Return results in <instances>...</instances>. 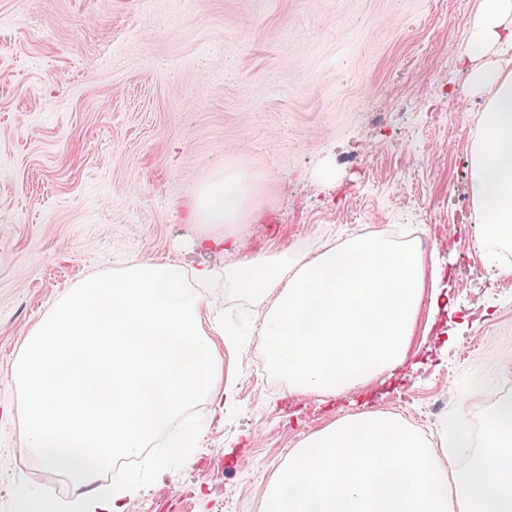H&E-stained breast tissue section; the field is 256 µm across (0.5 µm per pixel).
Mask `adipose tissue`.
Returning a JSON list of instances; mask_svg holds the SVG:
<instances>
[{
    "label": "adipose tissue",
    "mask_w": 512,
    "mask_h": 512,
    "mask_svg": "<svg viewBox=\"0 0 512 512\" xmlns=\"http://www.w3.org/2000/svg\"><path fill=\"white\" fill-rule=\"evenodd\" d=\"M512 51V0H482L471 50L486 45ZM472 85L491 88L481 128L470 155V197L478 209L483 238L512 245V74L475 67ZM246 173L202 188L186 221L221 224L246 203ZM241 295L274 298L259 332L258 351L288 377L292 394L345 396L402 368L422 311L448 304L440 270L428 265L419 247L384 234L360 235L314 257L288 263L266 255L242 257L225 271ZM137 492L132 482L102 486L62 501L18 483L23 512H125Z\"/></svg>",
    "instance_id": "adipose-tissue-1"
}]
</instances>
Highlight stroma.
Wrapping results in <instances>:
<instances>
[{"instance_id": "stroma-1", "label": "stroma", "mask_w": 512, "mask_h": 512, "mask_svg": "<svg viewBox=\"0 0 512 512\" xmlns=\"http://www.w3.org/2000/svg\"><path fill=\"white\" fill-rule=\"evenodd\" d=\"M481 0H0V512L14 489L81 491L27 448L9 372L51 303L131 258L210 270L212 310L250 335L215 346V388L181 469L126 512H261L268 486L339 411L401 417L433 444L457 407L512 397V276L481 250L469 153L491 97L470 62ZM506 65V64H503ZM512 73V63L506 65ZM245 172L247 203L224 224H187L206 184ZM417 241L452 301L410 361L345 397L289 395L257 373L275 300L224 283L244 255L287 260L355 235ZM237 242L203 251L200 237Z\"/></svg>"}]
</instances>
